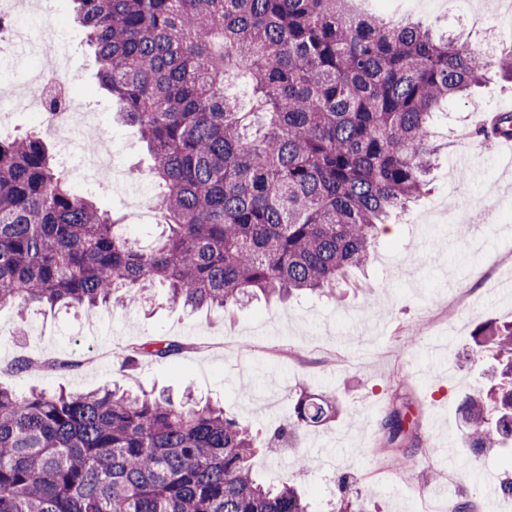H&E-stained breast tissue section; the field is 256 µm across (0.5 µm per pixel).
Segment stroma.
I'll use <instances>...</instances> for the list:
<instances>
[{"label": "stroma", "mask_w": 512, "mask_h": 512, "mask_svg": "<svg viewBox=\"0 0 512 512\" xmlns=\"http://www.w3.org/2000/svg\"><path fill=\"white\" fill-rule=\"evenodd\" d=\"M482 29L460 26L456 0L441 6L416 0H367L385 16L411 15L480 44L483 29L512 28V0H475ZM37 35L65 36L71 89L78 105L104 115L117 164L130 181L146 179L138 199L143 212L133 232L154 241V207L162 188L147 178L151 158L136 128L114 120L116 106L96 79L97 62L72 14L47 18ZM512 108V84L496 72L470 96L449 101L435 126L443 143L426 195L391 222L368 266L351 270L335 295L307 294L287 301L259 299L227 313L193 312L169 303L164 290L146 307L109 305L92 315L42 308L19 315L0 307V366L21 355L62 358L73 370L0 373V386L15 390L66 388L90 391L119 385L135 392L167 390L196 398L267 436L292 412L302 393L330 395L339 405L334 421L292 441L287 459L259 452L254 472L271 486L308 467L303 494L311 512H330L335 479L349 477L365 512H425L415 488L448 485L452 500L468 498L478 512H512L499 482L512 474V454L491 448L476 458H435V449L461 435L460 397L490 380L493 360L472 355L480 322L512 321V164L494 148L483 125ZM85 134L74 128L47 145L72 186H81ZM475 157V171H458L460 156ZM160 336L185 343L168 360L123 367L129 344ZM288 344V357L270 354ZM105 352L89 363L88 349ZM406 415L405 439L413 448V474L402 479L385 447L381 423L391 409Z\"/></svg>", "instance_id": "stroma-1"}]
</instances>
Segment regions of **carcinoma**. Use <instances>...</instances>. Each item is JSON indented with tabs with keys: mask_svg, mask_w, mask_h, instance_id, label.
I'll return each mask as SVG.
<instances>
[{
	"mask_svg": "<svg viewBox=\"0 0 512 512\" xmlns=\"http://www.w3.org/2000/svg\"><path fill=\"white\" fill-rule=\"evenodd\" d=\"M351 0H68L100 85L137 127L165 185L150 247L76 191L44 140L0 141V306L93 311L149 288L183 309L330 292L371 259L379 225L419 197L437 109L482 84L467 42L369 15ZM473 352L501 382L458 411L473 456L512 441V323L485 321ZM186 346L133 344L123 359ZM75 367L18 359L12 372ZM304 395L264 439L209 403L117 389L0 388V512H310L297 471L279 487L255 449L336 418ZM389 443L404 416L384 420Z\"/></svg>",
	"mask_w": 512,
	"mask_h": 512,
	"instance_id": "carcinoma-1",
	"label": "carcinoma"
}]
</instances>
